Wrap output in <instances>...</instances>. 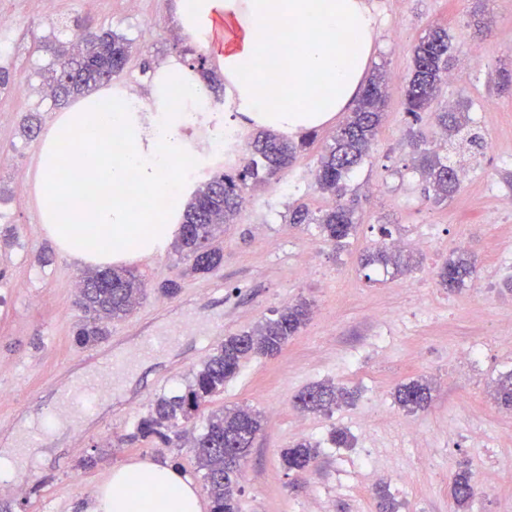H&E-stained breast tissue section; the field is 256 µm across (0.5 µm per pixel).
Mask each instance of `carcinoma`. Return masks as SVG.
Masks as SVG:
<instances>
[{"instance_id":"1","label":"carcinoma","mask_w":512,"mask_h":512,"mask_svg":"<svg viewBox=\"0 0 512 512\" xmlns=\"http://www.w3.org/2000/svg\"><path fill=\"white\" fill-rule=\"evenodd\" d=\"M130 49L126 37L104 31L81 35L74 43L62 42L53 47L64 66L52 71L50 77L55 104L62 105L72 96L112 81L123 70ZM448 52V30L443 28L429 30L415 45L411 76L405 87V110L413 118H419L438 96L448 72ZM192 64L214 92H224L220 75L206 66L204 56H198ZM386 98V77L378 71L372 74L346 123L320 157L315 174L320 192L342 196L345 181L365 161L378 135ZM435 121L440 128L457 135L468 126L463 112H437ZM307 142L306 138L296 142L282 132L262 129L253 136L249 154L240 165L210 177L193 191L172 244L189 273L206 275L221 265L224 253L216 241L224 232V225L234 223L243 208L248 186L275 179ZM410 147L435 199L444 201L452 197L459 187V175L449 158L421 148L418 140L412 141ZM288 223L314 224L320 235L338 246L354 236L359 227L354 207L340 202L318 214L304 204L292 205L288 207ZM379 233L378 246L361 255V268H391L395 275L409 270L413 256L389 247L391 231L387 227H380ZM475 273V260L460 255L446 261L437 277L442 287L452 290L465 287ZM145 291L142 280L127 268L83 272L76 295L82 312L77 330L79 345L99 342L106 335V324L128 317ZM310 318V304L298 300L275 311L253 329L225 337L224 343L213 349L185 385L154 400L129 440L156 437L177 447L188 445L198 460L211 512H238L237 486L245 458L262 429L260 412L249 407H225L202 418L198 427L190 428L188 424L199 417V411L212 396L224 391L226 382L237 375L242 360L277 355ZM431 391L429 380L420 376L399 385L394 400L403 410L415 413L429 406ZM353 399V392L322 382L299 392L293 406L301 412L329 414L336 406ZM494 399L499 405L512 408V371L499 378ZM317 455L318 445L302 438L282 450L280 461L286 472L300 475L312 466ZM375 495L378 512H397L395 500L386 487H378ZM451 496L461 508L473 501L476 488L468 472L455 476Z\"/></svg>"}]
</instances>
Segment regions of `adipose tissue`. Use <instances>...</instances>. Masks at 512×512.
<instances>
[{"label":"adipose tissue","mask_w":512,"mask_h":512,"mask_svg":"<svg viewBox=\"0 0 512 512\" xmlns=\"http://www.w3.org/2000/svg\"><path fill=\"white\" fill-rule=\"evenodd\" d=\"M182 36L217 60L238 109L260 125L297 133L320 127L358 95L375 40L365 0H176ZM234 37L212 43L215 23ZM276 64L270 81L262 62ZM207 94L199 71L171 57L156 69L147 96L116 98L101 89L81 96L41 138L36 192L44 227L70 257L107 266L155 251L183 215L172 170L197 151L185 135L197 126ZM80 166L61 148L89 131ZM121 134L125 148L109 143ZM87 512H201L192 481L174 465L135 460L112 473Z\"/></svg>","instance_id":"adipose-tissue-1"}]
</instances>
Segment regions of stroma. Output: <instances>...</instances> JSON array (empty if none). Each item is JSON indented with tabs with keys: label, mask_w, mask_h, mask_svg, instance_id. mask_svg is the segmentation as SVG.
Returning a JSON list of instances; mask_svg holds the SVG:
<instances>
[{
	"label": "stroma",
	"mask_w": 512,
	"mask_h": 512,
	"mask_svg": "<svg viewBox=\"0 0 512 512\" xmlns=\"http://www.w3.org/2000/svg\"><path fill=\"white\" fill-rule=\"evenodd\" d=\"M0 0L19 40L0 59L9 82L0 85V430L29 435L17 409L37 414L57 396L55 377L82 348L74 340L82 314L75 304L83 267L61 251L43 224L35 177L37 139L22 126L35 113L49 129L62 113L45 86L58 58L48 42L85 24L124 35L133 44L117 89L144 90L155 68L172 56L191 59L196 48L172 38L173 0ZM376 19L371 68L388 73L389 100L370 158L349 181L359 201L357 235L343 249L319 241L314 227L290 226L288 206L319 211L332 204L315 186L318 159L346 113L315 129V138L277 180L250 187L249 201L218 239L222 265L204 277L185 275L171 247L127 260L149 289L137 310L113 322L101 341L107 349L121 331L140 319L185 300L184 317L194 328L173 348L150 354L149 366L118 400L98 401L97 422L62 415V441L44 436L48 456L22 452L9 481H0V512H84L97 488L109 485L113 470L140 459L176 464L195 485L202 508L210 500L194 453L157 440L128 442L136 423L164 391L179 387L206 358L200 339L213 331L235 335L255 327L271 312L299 299L313 314L297 336L271 358L245 361L239 374L207 404V411L237 405L260 410L265 418L247 458L239 512H376L372 483L350 468L364 449L380 457L373 481H384L399 512H457L449 485L461 468L483 473L468 512H512V412L499 406L492 390L502 372L512 370V271L499 261L512 250V0H366ZM447 29L452 46L449 78L430 111L419 121L406 114L404 87L412 50L430 28ZM466 113L481 147L461 145L456 160L468 159L477 178L462 179L459 191L438 203L424 194L407 140L423 132L427 147L442 150L434 115ZM493 196H486V186ZM387 225L393 238L415 224H433L439 236L413 249L412 272L389 279L365 274L359 253L380 240ZM317 243L314 269L299 277L304 241ZM474 256L478 277L456 291L442 288L437 268L459 252ZM180 285L176 296L159 294L166 281ZM485 347L481 361L468 365L455 354L466 342ZM432 381L430 407L417 414L394 402V387L417 376ZM328 381L356 390L353 404L328 415L302 414L292 406L307 386ZM458 423L456 436L448 427ZM347 429L350 448H334L332 428ZM319 443L310 470L290 475L280 452L300 438Z\"/></svg>",
	"instance_id": "35a3bbf8"
}]
</instances>
